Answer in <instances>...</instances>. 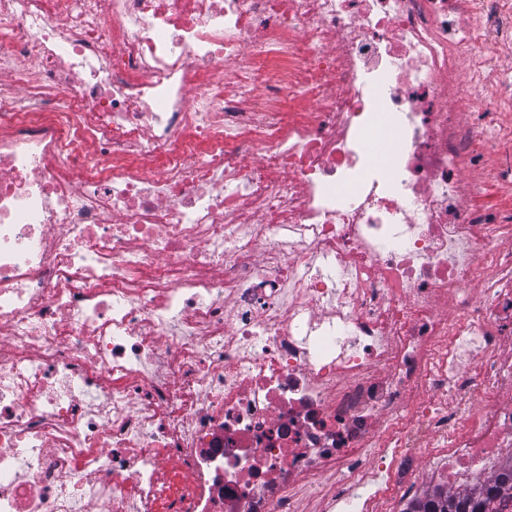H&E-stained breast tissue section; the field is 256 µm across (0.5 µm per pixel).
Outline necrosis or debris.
<instances>
[{
	"mask_svg": "<svg viewBox=\"0 0 512 512\" xmlns=\"http://www.w3.org/2000/svg\"><path fill=\"white\" fill-rule=\"evenodd\" d=\"M503 42L512 0H0V512H512ZM478 503H474L469 496L451 497L448 493H437L433 499L423 505H414L412 512H483L478 510Z\"/></svg>",
	"mask_w": 512,
	"mask_h": 512,
	"instance_id": "obj_1",
	"label": "necrosis or debris"
}]
</instances>
